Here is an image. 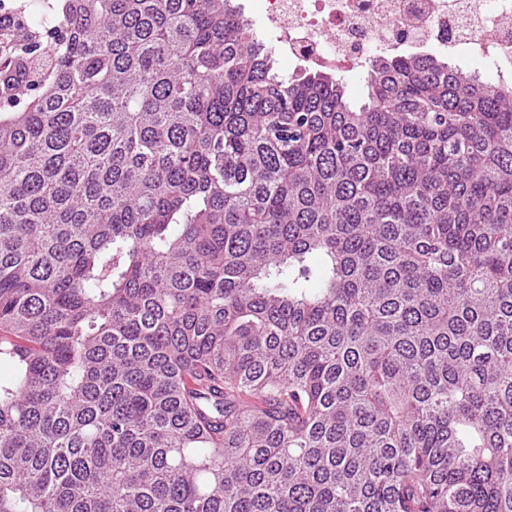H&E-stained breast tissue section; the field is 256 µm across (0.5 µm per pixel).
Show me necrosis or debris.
<instances>
[{"instance_id":"necrosis-or-debris-1","label":"necrosis or debris","mask_w":512,"mask_h":512,"mask_svg":"<svg viewBox=\"0 0 512 512\" xmlns=\"http://www.w3.org/2000/svg\"><path fill=\"white\" fill-rule=\"evenodd\" d=\"M279 50L306 68L352 72L432 48L512 78V0H258Z\"/></svg>"}]
</instances>
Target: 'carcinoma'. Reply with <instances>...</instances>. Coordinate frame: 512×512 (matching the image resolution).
I'll return each mask as SVG.
<instances>
[{
  "label": "carcinoma",
  "instance_id": "obj_1",
  "mask_svg": "<svg viewBox=\"0 0 512 512\" xmlns=\"http://www.w3.org/2000/svg\"><path fill=\"white\" fill-rule=\"evenodd\" d=\"M273 70L234 0L0 45V512H512V84Z\"/></svg>",
  "mask_w": 512,
  "mask_h": 512
}]
</instances>
